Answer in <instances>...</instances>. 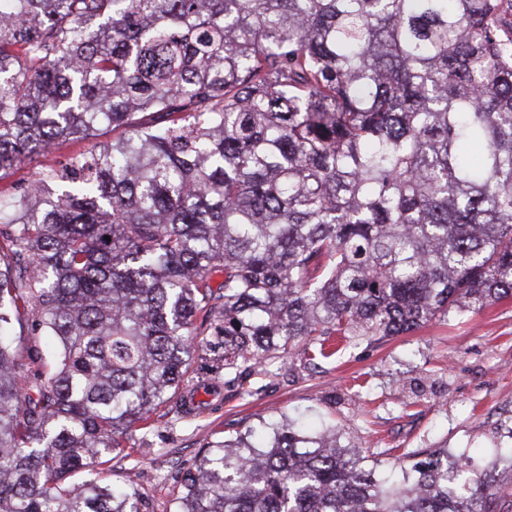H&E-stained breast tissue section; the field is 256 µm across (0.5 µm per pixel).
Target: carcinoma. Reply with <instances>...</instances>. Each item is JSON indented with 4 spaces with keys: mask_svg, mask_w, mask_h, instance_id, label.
Instances as JSON below:
<instances>
[{
    "mask_svg": "<svg viewBox=\"0 0 512 512\" xmlns=\"http://www.w3.org/2000/svg\"><path fill=\"white\" fill-rule=\"evenodd\" d=\"M93 139L0 194V512H140L70 478L193 415L202 336L251 396L298 341L512 296V0H0V172ZM455 465L378 472L283 413L209 443L175 512H498ZM34 329V327H31L30 319L25 323L23 336H15L17 338L15 345H18L19 351L25 360L31 350L38 349L41 352H45L50 350L53 346L51 336H47V334L40 329Z\"/></svg>",
    "mask_w": 512,
    "mask_h": 512,
    "instance_id": "obj_1",
    "label": "carcinoma"
}]
</instances>
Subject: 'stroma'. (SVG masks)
<instances>
[{
	"mask_svg": "<svg viewBox=\"0 0 512 512\" xmlns=\"http://www.w3.org/2000/svg\"><path fill=\"white\" fill-rule=\"evenodd\" d=\"M86 148L66 141L50 157L32 156L0 180V191L24 186L41 164H64ZM258 384L252 396L224 389L186 422L157 412L151 431L131 440L130 456L100 465V476L132 483L142 512H174L181 478L207 442L280 413L312 428L336 423L385 467L418 448L472 452L489 465L497 450L512 448V297L313 364L295 344L281 371Z\"/></svg>",
	"mask_w": 512,
	"mask_h": 512,
	"instance_id": "1",
	"label": "stroma"
}]
</instances>
